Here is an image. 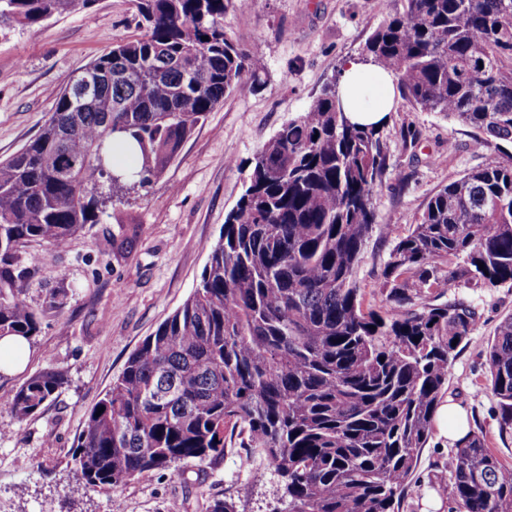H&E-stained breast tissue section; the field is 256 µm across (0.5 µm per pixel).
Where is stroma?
Returning a JSON list of instances; mask_svg holds the SVG:
<instances>
[{"instance_id": "1", "label": "stroma", "mask_w": 512, "mask_h": 512, "mask_svg": "<svg viewBox=\"0 0 512 512\" xmlns=\"http://www.w3.org/2000/svg\"><path fill=\"white\" fill-rule=\"evenodd\" d=\"M406 0H236L224 16L228 34L264 60L262 90L241 84L209 114L164 172L110 218L86 226L65 249L31 244L24 253L37 275L28 296L40 300L58 283L70 290L63 316L47 314L19 369L0 375V399L54 362L68 382L34 417L18 422L0 411V512H207L230 498L238 512H281L266 463L250 448L226 449L218 463L183 464V477L146 472L109 493L85 488L71 464L86 413L102 398L128 357L198 286L208 245L244 190L246 163L288 120L304 112L347 60L361 57L370 34ZM130 0H95L42 26L0 32V159L32 139L56 96L111 42L138 36ZM389 174L373 198L377 225L357 280L379 290L394 238L406 235L428 199L481 163L471 129L402 96L381 130ZM392 224L395 236L383 228ZM457 295L481 318L453 362L448 399L512 463V435H500L497 400L487 387L482 350L512 313V283L462 285ZM453 448L432 435L400 512H455L448 483Z\"/></svg>"}]
</instances>
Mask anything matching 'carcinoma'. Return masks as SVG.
I'll use <instances>...</instances> for the list:
<instances>
[{"label": "carcinoma", "instance_id": "1", "mask_svg": "<svg viewBox=\"0 0 512 512\" xmlns=\"http://www.w3.org/2000/svg\"><path fill=\"white\" fill-rule=\"evenodd\" d=\"M94 2L0 0V30ZM232 4L132 0L142 34L96 57L83 72L90 97L69 81L40 133L0 160V339L33 343L46 313L66 306L63 283L28 298L27 244L63 249L112 217L114 199L160 175L226 94L265 86L263 59L224 31ZM362 60L421 109L474 129L477 146L512 144V0H407ZM347 119L335 80L248 162L199 286L85 417L72 462L88 487L178 476L180 464H213L237 445L263 454L288 512L399 509L480 319L449 290L512 282V157L485 152L429 199L396 238L380 304H367L356 272L387 146L381 125ZM483 355L500 432L511 433L512 314ZM66 382L49 365L0 407L24 422ZM448 481L458 512H512V465L481 430L455 441Z\"/></svg>", "mask_w": 512, "mask_h": 512}]
</instances>
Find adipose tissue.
<instances>
[{"instance_id":"obj_1","label":"adipose tissue","mask_w":512,"mask_h":512,"mask_svg":"<svg viewBox=\"0 0 512 512\" xmlns=\"http://www.w3.org/2000/svg\"><path fill=\"white\" fill-rule=\"evenodd\" d=\"M391 76L381 68L352 59L345 63L339 93L354 121H379L393 108Z\"/></svg>"}]
</instances>
